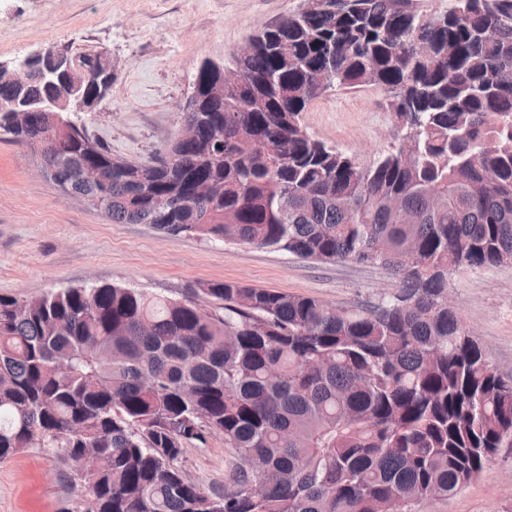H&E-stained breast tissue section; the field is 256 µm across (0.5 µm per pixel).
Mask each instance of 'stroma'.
<instances>
[{"instance_id":"35a3bbf8","label":"stroma","mask_w":512,"mask_h":512,"mask_svg":"<svg viewBox=\"0 0 512 512\" xmlns=\"http://www.w3.org/2000/svg\"><path fill=\"white\" fill-rule=\"evenodd\" d=\"M303 0H0V62L53 46L112 56V89L79 124L113 155L158 157L178 135L180 104L203 61L231 63L261 26ZM307 131L371 163L398 145L401 130L382 94L367 87L331 90L301 115ZM305 295L352 310L395 289L381 268L320 263L191 234L168 236L149 224H114L64 195L37 171L35 156L0 139V295L40 296L67 286L113 284L173 299L211 281ZM450 297L492 368L512 375V265L454 275ZM230 452L222 436L187 447L194 481L220 486ZM67 465L42 448L0 461V512H76L79 493ZM419 512H512V443L455 495Z\"/></svg>"}]
</instances>
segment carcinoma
<instances>
[{
    "label": "carcinoma",
    "mask_w": 512,
    "mask_h": 512,
    "mask_svg": "<svg viewBox=\"0 0 512 512\" xmlns=\"http://www.w3.org/2000/svg\"><path fill=\"white\" fill-rule=\"evenodd\" d=\"M252 40L227 71L197 72L196 141L131 168L63 115L47 161L112 171L85 193L113 223L378 266L397 289L351 311L230 280L189 299L107 284L0 295V460L53 449L79 512H418L512 441V378L448 306L457 271L512 264V0L441 15L419 0H304ZM103 54L66 52L90 68ZM312 70L380 90L398 121L412 102L415 151L362 167L310 135L301 113L326 92ZM57 89L36 81L27 96ZM12 119L0 112V136L20 143ZM256 138L280 154L254 153ZM198 181L213 197L191 198ZM214 433L229 478L205 487L182 457Z\"/></svg>",
    "instance_id": "1"
}]
</instances>
